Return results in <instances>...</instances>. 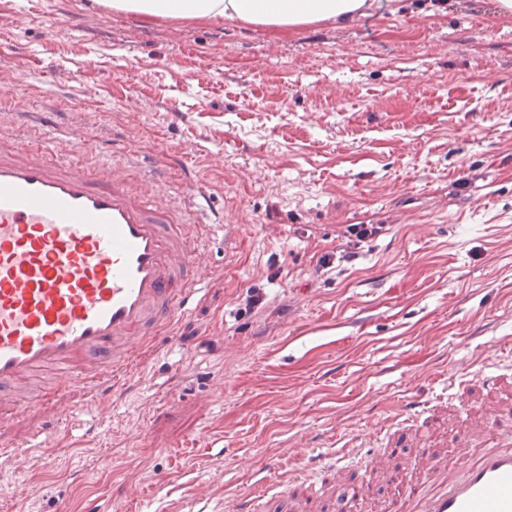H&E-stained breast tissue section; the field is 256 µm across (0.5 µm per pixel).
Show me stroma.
<instances>
[{
  "label": "stroma",
  "mask_w": 512,
  "mask_h": 512,
  "mask_svg": "<svg viewBox=\"0 0 512 512\" xmlns=\"http://www.w3.org/2000/svg\"><path fill=\"white\" fill-rule=\"evenodd\" d=\"M407 2L288 29L0 0L7 137L57 151L75 131L94 170L120 136L226 219L175 341L6 433L0 512H225L270 458L342 448L452 375H512V17ZM351 224L383 231L345 261Z\"/></svg>",
  "instance_id": "obj_1"
}]
</instances>
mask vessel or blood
Masks as SVG:
<instances>
[{
	"instance_id": "vessel-or-blood-1",
	"label": "vessel or blood",
	"mask_w": 512,
	"mask_h": 512,
	"mask_svg": "<svg viewBox=\"0 0 512 512\" xmlns=\"http://www.w3.org/2000/svg\"><path fill=\"white\" fill-rule=\"evenodd\" d=\"M146 177L151 193L136 194L124 175L15 147L0 132V431L43 397L74 387L111 393L142 347L201 302L211 226L170 181ZM46 372L57 378L42 394L37 380ZM476 382L494 409L512 399L510 376L482 371ZM471 409L469 398L442 395L393 405L376 429L391 445L367 458L357 447L309 457L275 496L266 484L282 465L260 466L230 512H316L330 481L344 512H364L373 487L344 480L361 458L390 490L380 512H512V431L475 422L455 458L438 432L409 446L400 439L418 420ZM410 453L419 473L408 478L395 462Z\"/></svg>"
}]
</instances>
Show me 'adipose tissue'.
<instances>
[{"label":"adipose tissue","instance_id":"1","mask_svg":"<svg viewBox=\"0 0 512 512\" xmlns=\"http://www.w3.org/2000/svg\"><path fill=\"white\" fill-rule=\"evenodd\" d=\"M172 0H112V9L149 17L168 16ZM401 0H181L180 16L221 17L267 27L295 28L315 24L347 27L386 9L397 11Z\"/></svg>","mask_w":512,"mask_h":512}]
</instances>
